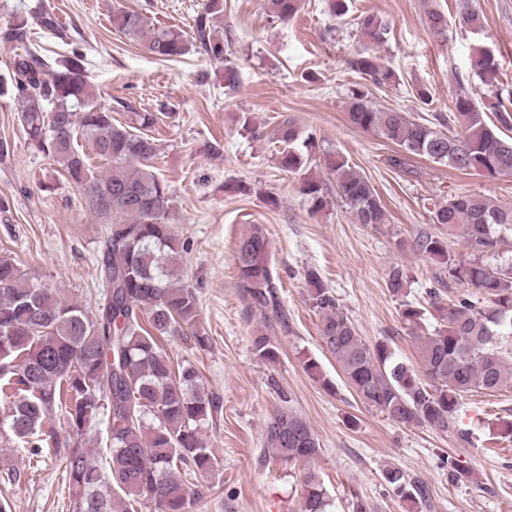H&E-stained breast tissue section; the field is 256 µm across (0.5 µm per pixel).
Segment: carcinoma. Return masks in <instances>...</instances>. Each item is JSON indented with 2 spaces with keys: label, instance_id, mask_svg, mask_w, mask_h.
Masks as SVG:
<instances>
[{
  "label": "carcinoma",
  "instance_id": "cac0c4a2",
  "mask_svg": "<svg viewBox=\"0 0 512 512\" xmlns=\"http://www.w3.org/2000/svg\"><path fill=\"white\" fill-rule=\"evenodd\" d=\"M301 0H265L269 16L286 24ZM327 13L344 19L352 0H324ZM224 15V0H207L195 19V47L224 65V81L233 86L236 74L225 64L224 39L215 21ZM461 20L481 27L472 0L460 3ZM364 45L348 60L362 79L383 87L398 81L379 55L390 23L364 12L353 18ZM427 27L448 33V19L436 8L425 13ZM112 24L136 40L154 58L176 60L189 44L174 28L156 25L146 14L117 11ZM63 43L69 29L51 11L16 16L0 26V43L13 55L8 77L0 80V96L17 105L29 146L53 161L82 193L85 209L96 223L107 225L98 259L107 287L104 304L94 312L77 301L61 298L24 270L11 252L0 251V397L9 402L7 426L16 443L40 457L59 445L56 419L63 415L69 434L82 438L107 423L103 466L79 445L68 450L64 468L72 489L75 512H193L201 493L182 475L207 477L216 458L202 428L221 411L220 400L208 391L198 369L189 362L174 364L162 341L179 336L190 350L210 346L199 327L195 288L179 276L178 261L186 251L176 237L172 198L160 177L161 149L142 130L157 115L139 112L131 102L106 106L85 80V55L73 47L48 63L30 48L32 26ZM349 122L357 129L391 141L399 152L391 167L409 172L413 157L445 164L460 172L512 175V108L462 92L454 109L436 120L459 132L450 136L415 122L405 112L377 108L367 101L363 85L349 89ZM131 113L126 125L112 113ZM495 122L488 123L485 112ZM279 166L298 174L307 168L312 139L302 146L297 120L284 116L278 126ZM336 176V192L358 224H385L387 214L373 186L343 156L328 159ZM313 207L326 205L322 185L305 178L301 185ZM432 223L446 236L419 233L413 250L438 262L448 276L428 292V306L403 303L402 319L416 331L432 321V330L416 337L420 369L395 359L384 342L369 343L340 309L335 294L318 273L306 274L309 307L320 319L321 343L338 364L360 401L406 427H427L448 436L452 445L470 444V433L459 426L457 411L463 394L474 389L499 391L512 387V206L457 193L437 205ZM457 239L472 256L465 261L448 248ZM496 260L485 264L484 259ZM238 288L246 311L258 319L252 350L261 362L279 357L277 332H289L281 308L270 259V242L261 224H250L236 241ZM471 288L445 296L447 281ZM409 276L395 267L387 288L407 296ZM264 457L288 462L313 461L319 439L305 418L283 409L266 423ZM452 482L471 481L474 471L458 456L443 459ZM383 479L401 498L421 501L423 484L398 468ZM301 512H330L331 503L319 476L305 475Z\"/></svg>",
  "mask_w": 512,
  "mask_h": 512
}]
</instances>
